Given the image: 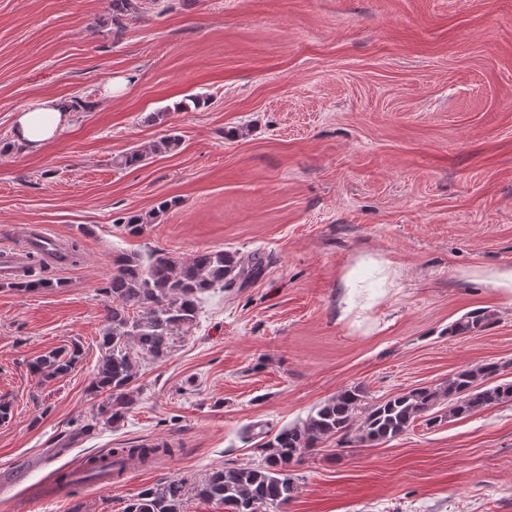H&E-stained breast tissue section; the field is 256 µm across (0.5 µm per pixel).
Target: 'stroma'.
Returning <instances> with one entry per match:
<instances>
[{
	"instance_id": "35a3bbf8",
	"label": "stroma",
	"mask_w": 512,
	"mask_h": 512,
	"mask_svg": "<svg viewBox=\"0 0 512 512\" xmlns=\"http://www.w3.org/2000/svg\"><path fill=\"white\" fill-rule=\"evenodd\" d=\"M107 11L0 0V243L41 226L80 255L45 267L63 288H0V472L37 459L48 486L57 457L176 442L85 484L86 512H123L170 478L258 464L260 430L343 388L379 401L486 360L512 382V297L494 283L512 267V0H145L118 34ZM45 95L93 107L31 152L14 118ZM170 131L177 151L113 167ZM162 198L174 207L142 235L118 225ZM215 249L273 262L206 294L194 333L140 364L120 426L94 424L113 255ZM478 308L496 322L449 336ZM74 344L68 375L30 371ZM294 477L284 512H512V404L376 447L328 441ZM27 492L0 512H70Z\"/></svg>"
}]
</instances>
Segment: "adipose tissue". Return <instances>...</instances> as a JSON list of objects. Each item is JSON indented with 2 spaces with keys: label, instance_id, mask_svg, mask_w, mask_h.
I'll list each match as a JSON object with an SVG mask.
<instances>
[{
  "label": "adipose tissue",
  "instance_id": "ef3b65f1",
  "mask_svg": "<svg viewBox=\"0 0 512 512\" xmlns=\"http://www.w3.org/2000/svg\"><path fill=\"white\" fill-rule=\"evenodd\" d=\"M70 103L56 96L38 99L15 117L16 133L28 149L35 150L53 139L60 131Z\"/></svg>",
  "mask_w": 512,
  "mask_h": 512
}]
</instances>
